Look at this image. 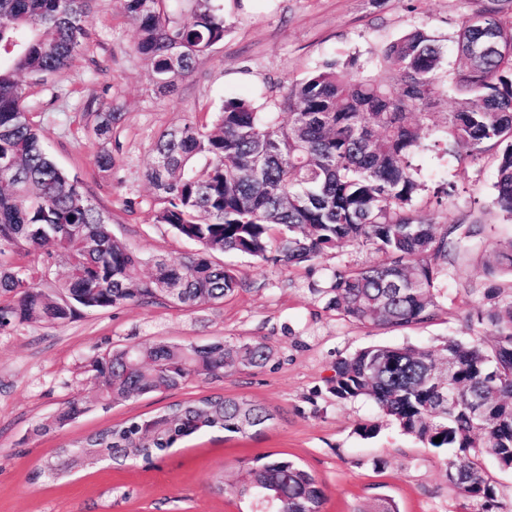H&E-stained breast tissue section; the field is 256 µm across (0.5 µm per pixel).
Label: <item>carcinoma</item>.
Segmentation results:
<instances>
[{
  "label": "carcinoma",
  "instance_id": "cac0c4a2",
  "mask_svg": "<svg viewBox=\"0 0 512 512\" xmlns=\"http://www.w3.org/2000/svg\"><path fill=\"white\" fill-rule=\"evenodd\" d=\"M92 2L0 0V291L13 297L0 306V326L63 324L82 311L149 304L159 299L157 288L178 289L173 304L183 308L220 304L242 281L215 260L218 253L290 267L344 244L371 246L381 259L334 269L314 289L326 308L369 329L429 325L447 312L452 271L487 232L478 219L442 224L434 210L416 207L423 184L414 158L432 134V147L461 164L496 158L492 206L512 216V0H471L451 68L438 40L416 27L362 63L327 62L289 85L285 122L279 112L229 99L209 123L162 130L147 174L153 222L200 249L176 262L157 260L151 274H141L140 258L114 237L78 176L53 159L26 105L29 85L60 77L86 50ZM216 2L120 0L158 92L174 93L224 41ZM448 95L454 109L438 111ZM84 113L98 136H116L121 113L112 104L90 98ZM22 252L37 255L42 279L60 264L64 275L41 287L13 262ZM504 264L512 269V242L487 260L490 271ZM457 318L476 332L470 340L366 346L336 360L327 391L340 401H372L380 417L445 456L449 483L477 501L479 512H500L499 483L483 459L512 471V295L489 288ZM272 358L262 342L218 339L179 350L160 340L140 353L109 349L93 368L99 400L110 406ZM87 411L84 401H70L34 431L62 429ZM272 419L243 398L174 403L59 448L36 477L57 481L104 460L150 463L180 441L257 433ZM234 486L246 512H323L315 476L283 457L256 459Z\"/></svg>",
  "mask_w": 512,
  "mask_h": 512
}]
</instances>
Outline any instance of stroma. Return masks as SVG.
<instances>
[{"mask_svg":"<svg viewBox=\"0 0 512 512\" xmlns=\"http://www.w3.org/2000/svg\"><path fill=\"white\" fill-rule=\"evenodd\" d=\"M223 44L202 57L177 92H156L149 67L136 53L137 29L119 0H94L87 50L61 79L32 86L30 117L41 126L57 163L78 175L111 218L113 235L141 259L150 274L155 260L176 261L195 243L154 223L147 172L152 146L166 127L212 118L222 101L241 99L258 111H275L280 86L303 79L315 66L370 57L417 26L451 45L467 0H219ZM111 102L122 114L121 149L111 171L95 165L111 149L87 126L90 97ZM424 189L421 202L447 183L458 188L438 212L443 224L460 222L474 206H488L496 177L493 157L464 167L428 149L415 159ZM374 248L345 245L311 264L284 268L234 252L220 262L234 269L242 290L224 303L196 309L166 300L128 303L85 312L57 324L0 327V512H240L231 487L243 468L264 456L288 458L323 484V512H356L378 497L399 512H476V503L449 483L443 455L423 447L385 422L377 436L357 433L377 419L367 400H336L326 390L337 358L371 344H440L468 335L457 313L467 289L488 284L481 257L460 263L448 281L447 315L425 327L372 330L326 309L313 292L339 266L379 260ZM204 345L217 339L260 341L274 353L266 367H240L220 380L194 379L176 390L135 396L102 407L92 361L126 344L157 339ZM207 395L244 397L268 407L273 420L259 433L213 432L180 442L152 464L117 466L104 461L63 481L35 479L56 450L95 431L149 414L175 402ZM91 409L63 429L34 434L74 397ZM223 490H215L216 479Z\"/></svg>","mask_w":512,"mask_h":512,"instance_id":"1","label":"stroma"}]
</instances>
